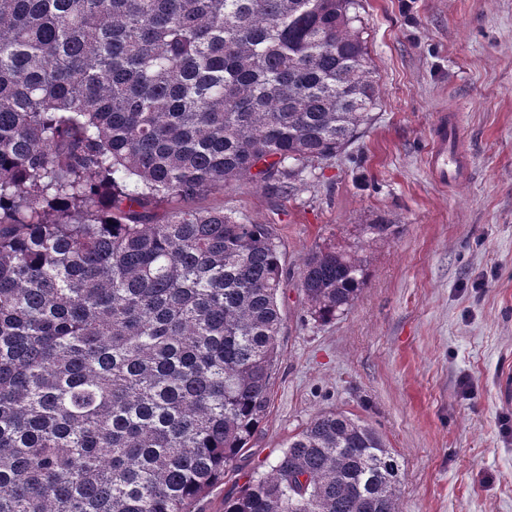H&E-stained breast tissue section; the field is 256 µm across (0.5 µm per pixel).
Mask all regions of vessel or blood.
<instances>
[{"label":"vessel or blood","instance_id":"1","mask_svg":"<svg viewBox=\"0 0 512 512\" xmlns=\"http://www.w3.org/2000/svg\"><path fill=\"white\" fill-rule=\"evenodd\" d=\"M459 123L457 116H444L434 129L427 168L431 178L442 186L462 181L470 172L468 157L460 144Z\"/></svg>","mask_w":512,"mask_h":512}]
</instances>
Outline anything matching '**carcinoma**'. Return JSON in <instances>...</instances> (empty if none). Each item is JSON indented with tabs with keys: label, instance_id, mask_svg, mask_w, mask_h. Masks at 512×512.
Here are the masks:
<instances>
[{
	"label": "carcinoma",
	"instance_id": "obj_1",
	"mask_svg": "<svg viewBox=\"0 0 512 512\" xmlns=\"http://www.w3.org/2000/svg\"><path fill=\"white\" fill-rule=\"evenodd\" d=\"M356 6L0 0V512H192L246 452L281 251L187 202L281 197L371 121ZM368 278L360 247L309 254L307 315L336 319ZM402 479L374 427L322 411L224 512H399Z\"/></svg>",
	"mask_w": 512,
	"mask_h": 512
}]
</instances>
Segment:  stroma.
I'll return each instance as SVG.
<instances>
[{
    "mask_svg": "<svg viewBox=\"0 0 512 512\" xmlns=\"http://www.w3.org/2000/svg\"><path fill=\"white\" fill-rule=\"evenodd\" d=\"M359 15L380 104L358 138L286 197L241 181L192 201L270 225L284 270L266 417L193 512H224L328 410L397 454L401 512H512V0H360ZM441 111L460 115L470 160L445 187L426 168ZM381 221L396 232L366 246L352 307L304 319V258Z\"/></svg>",
    "mask_w": 512,
    "mask_h": 512,
    "instance_id": "1",
    "label": "stroma"
}]
</instances>
